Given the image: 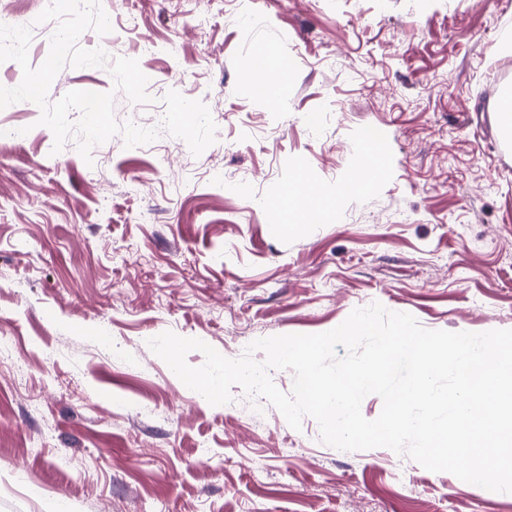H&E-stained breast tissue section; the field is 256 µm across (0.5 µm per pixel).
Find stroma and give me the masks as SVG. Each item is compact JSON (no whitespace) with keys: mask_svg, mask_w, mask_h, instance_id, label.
Listing matches in <instances>:
<instances>
[{"mask_svg":"<svg viewBox=\"0 0 512 512\" xmlns=\"http://www.w3.org/2000/svg\"><path fill=\"white\" fill-rule=\"evenodd\" d=\"M51 0H0L49 52ZM78 45L138 60L150 103L101 67L48 94L113 92L92 163L19 101L0 123V512H512V493L388 448L341 451L233 387L213 406L155 355L171 331L230 359L380 303L431 330L512 329V0H101ZM270 99L245 88L266 56ZM317 124H309V116ZM365 190L350 189L354 174ZM336 196L316 219L280 200Z\"/></svg>","mask_w":512,"mask_h":512,"instance_id":"stroma-1","label":"stroma"}]
</instances>
